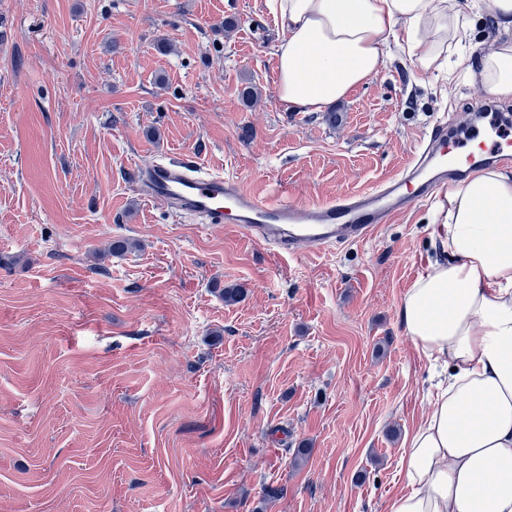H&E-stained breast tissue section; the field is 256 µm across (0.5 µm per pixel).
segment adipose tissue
Wrapping results in <instances>:
<instances>
[{
	"mask_svg": "<svg viewBox=\"0 0 512 512\" xmlns=\"http://www.w3.org/2000/svg\"><path fill=\"white\" fill-rule=\"evenodd\" d=\"M277 26L278 99L318 112L375 77L390 45L440 67L470 35L469 0H265ZM482 87L512 97V42L478 55ZM437 251L399 318L433 370L429 410L407 436L389 512H512V177L494 169L436 203Z\"/></svg>",
	"mask_w": 512,
	"mask_h": 512,
	"instance_id": "ef3b65f1",
	"label": "adipose tissue"
}]
</instances>
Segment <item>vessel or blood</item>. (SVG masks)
Masks as SVG:
<instances>
[{
  "label": "vessel or blood",
  "instance_id": "1",
  "mask_svg": "<svg viewBox=\"0 0 512 512\" xmlns=\"http://www.w3.org/2000/svg\"><path fill=\"white\" fill-rule=\"evenodd\" d=\"M508 129L495 126L449 138L435 126L423 140L404 175L360 193H344L323 204L262 201L241 180L206 172L195 159L170 157L134 165L130 177L148 202L176 213L202 218L209 224H236L263 239L283 256L304 248L363 241L380 224L427 199L480 159L512 161L504 142Z\"/></svg>",
  "mask_w": 512,
  "mask_h": 512
}]
</instances>
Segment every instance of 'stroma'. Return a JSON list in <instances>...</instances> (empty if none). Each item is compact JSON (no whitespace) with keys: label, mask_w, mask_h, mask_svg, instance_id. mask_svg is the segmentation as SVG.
I'll use <instances>...</instances> for the list:
<instances>
[{"label":"stroma","mask_w":512,"mask_h":512,"mask_svg":"<svg viewBox=\"0 0 512 512\" xmlns=\"http://www.w3.org/2000/svg\"><path fill=\"white\" fill-rule=\"evenodd\" d=\"M276 42L264 0H0V512H389L429 407L398 306L432 202L280 258L144 201L129 168L188 155L324 203L512 99L463 42L444 70L391 48L335 120L287 112Z\"/></svg>","instance_id":"1"}]
</instances>
